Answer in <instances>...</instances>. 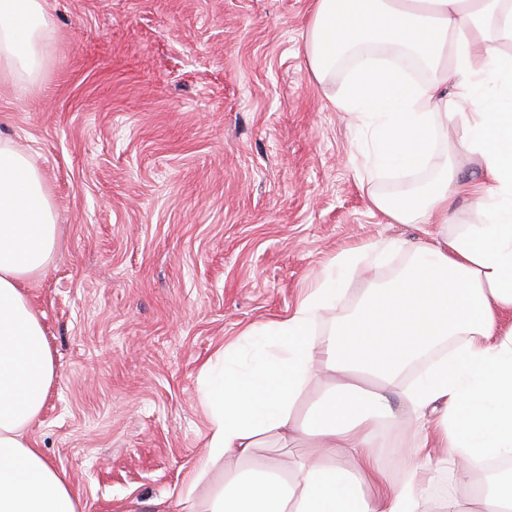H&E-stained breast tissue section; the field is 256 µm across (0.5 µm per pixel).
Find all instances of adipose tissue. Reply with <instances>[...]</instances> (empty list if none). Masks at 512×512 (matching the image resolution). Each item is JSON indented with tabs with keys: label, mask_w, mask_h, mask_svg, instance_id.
I'll list each match as a JSON object with an SVG mask.
<instances>
[{
	"label": "adipose tissue",
	"mask_w": 512,
	"mask_h": 512,
	"mask_svg": "<svg viewBox=\"0 0 512 512\" xmlns=\"http://www.w3.org/2000/svg\"><path fill=\"white\" fill-rule=\"evenodd\" d=\"M45 0H0V81L25 94L50 51ZM512 0H315L304 54L370 143L367 177L435 166L424 194L369 191L393 224L448 223L454 197L479 222L416 247L373 242L330 262L291 311L246 330L200 369L207 457L178 493L186 512H512ZM487 63L475 68L476 49ZM427 71L410 78L395 58ZM453 129L480 166L460 180L433 142ZM57 226L29 154L0 140V512H82L65 473L32 447L57 371L26 287L48 266ZM408 260L325 324L342 284L369 255ZM410 384L396 382L409 366ZM335 380L308 417L295 408L315 374ZM407 416L420 476L386 485L375 453L380 424ZM309 448L292 469L245 462L259 448ZM224 479L206 485L216 466Z\"/></svg>",
	"instance_id": "adipose-tissue-1"
}]
</instances>
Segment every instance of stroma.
I'll return each mask as SVG.
<instances>
[{
    "label": "stroma",
    "instance_id": "stroma-1",
    "mask_svg": "<svg viewBox=\"0 0 512 512\" xmlns=\"http://www.w3.org/2000/svg\"><path fill=\"white\" fill-rule=\"evenodd\" d=\"M311 0H46L51 53L27 95L0 85V137L27 150L58 233L27 291L57 378L28 432L83 512H180L205 453L199 372L284 315L337 254L439 226L391 224L434 169L361 182L367 144L304 56ZM345 285L335 317L403 265ZM420 431L384 429L389 482Z\"/></svg>",
    "mask_w": 512,
    "mask_h": 512
}]
</instances>
